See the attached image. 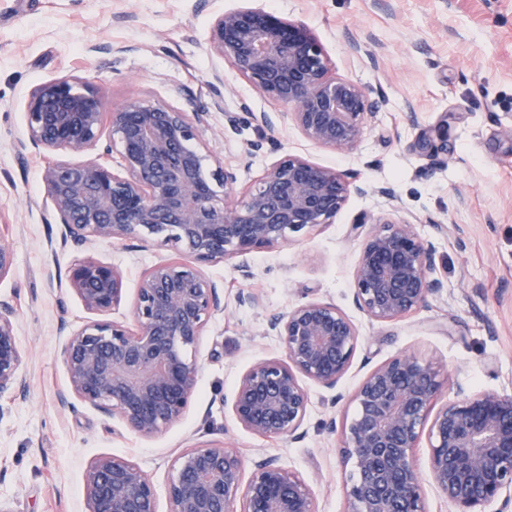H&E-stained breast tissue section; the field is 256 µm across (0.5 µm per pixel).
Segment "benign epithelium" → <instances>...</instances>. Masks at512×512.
Masks as SVG:
<instances>
[{"instance_id": "1", "label": "benign epithelium", "mask_w": 512, "mask_h": 512, "mask_svg": "<svg viewBox=\"0 0 512 512\" xmlns=\"http://www.w3.org/2000/svg\"><path fill=\"white\" fill-rule=\"evenodd\" d=\"M211 50L292 120L314 145L347 153L362 139L368 90L329 74L322 44L302 25L251 7L216 17ZM26 125L36 146L90 152L103 132L104 154L119 148L123 174L102 156L48 166L43 180L64 241L85 247L135 239L169 246L182 260H162L141 278L133 303L135 328L91 320L74 330L63 349L68 395L119 419L142 439L173 426L188 406L198 371L196 346L220 303L217 284L201 265L270 250L334 223L350 194L369 187L352 176L288 154L245 191L237 169L206 170L200 118L149 100L107 111L104 98L83 82L60 78L35 86ZM381 212L361 239L352 274L353 302L372 322L405 318L438 297L435 248L397 216L383 189ZM14 263L0 235V280ZM69 287L91 313L105 314L124 297L123 271L92 257L76 262ZM263 334L279 339L282 359L247 368L231 410L242 429L260 437L289 438L306 418L309 379L333 390L352 364L354 322L322 300L300 303L270 317ZM23 352L13 307L0 301V400L25 394ZM448 395H442L443 390ZM354 414L342 423V454L351 464L343 482L348 512H426L415 457L429 441L427 467L455 512L512 506V395L462 387L440 379L434 363L411 353L371 370L351 398ZM241 457L222 445L196 446L172 464L167 512H317L310 485L268 457L243 477ZM88 512H157L148 475L134 462L101 456L87 466Z\"/></svg>"}]
</instances>
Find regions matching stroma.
Segmentation results:
<instances>
[{
    "label": "stroma",
    "mask_w": 512,
    "mask_h": 512,
    "mask_svg": "<svg viewBox=\"0 0 512 512\" xmlns=\"http://www.w3.org/2000/svg\"><path fill=\"white\" fill-rule=\"evenodd\" d=\"M241 6L304 25L331 73L367 88L372 116L353 151L314 145L289 121L271 131L245 120L225 129V113L241 104L276 110L210 49L214 18ZM353 41L363 52L349 51ZM216 71L223 83L213 81ZM62 77L88 83L111 108L152 100L203 113L207 166L238 168L239 189L288 154L371 188L299 242L244 255L255 278H242L232 261L205 265L221 302L198 342L196 386L182 420L150 440L88 405L59 403L68 387L63 348L93 318L67 286L70 267L86 255L118 266L125 295L107 318L129 326L143 273L177 256L170 247L133 251L123 240L85 253L63 245L43 172L80 157L28 145L25 122L30 90ZM256 140L262 150L241 168L243 148ZM379 187L394 191L400 215L435 244L445 285L425 307L388 323L370 321L351 294L355 225L377 213ZM0 235L14 250L0 299L16 309L30 382L0 418V504L10 512H87L83 472L113 455L147 473L158 512H167L176 457L221 443L248 463L277 458L313 488L318 512H346L341 435L326 426L330 391L305 381L310 406L297 440L244 431L223 399L250 365L283 357L277 337L263 333L265 318L310 300L335 304L358 329L338 386L344 395L403 352L474 388L512 395V0H0ZM242 292L257 305H239Z\"/></svg>",
    "instance_id": "35a3bbf8"
}]
</instances>
